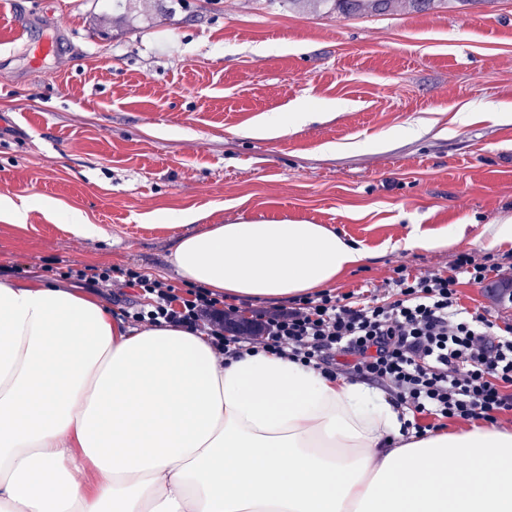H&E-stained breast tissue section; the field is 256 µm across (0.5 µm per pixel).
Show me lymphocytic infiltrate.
Here are the masks:
<instances>
[{
	"mask_svg": "<svg viewBox=\"0 0 512 512\" xmlns=\"http://www.w3.org/2000/svg\"><path fill=\"white\" fill-rule=\"evenodd\" d=\"M499 266L493 255L479 262L463 253L449 276L398 269L390 301L322 291L248 314L208 289L182 293L130 267H71L63 277L104 296L140 288L126 318L203 333L224 357L264 351L376 384L409 412L405 429L421 435L424 416L494 424L512 412V326L460 308L457 297L460 279L480 284Z\"/></svg>",
	"mask_w": 512,
	"mask_h": 512,
	"instance_id": "obj_1",
	"label": "lymphocytic infiltrate"
}]
</instances>
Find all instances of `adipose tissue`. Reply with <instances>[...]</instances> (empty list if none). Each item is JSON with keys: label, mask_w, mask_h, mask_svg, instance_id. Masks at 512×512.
I'll return each mask as SVG.
<instances>
[{"label": "adipose tissue", "mask_w": 512, "mask_h": 512, "mask_svg": "<svg viewBox=\"0 0 512 512\" xmlns=\"http://www.w3.org/2000/svg\"><path fill=\"white\" fill-rule=\"evenodd\" d=\"M369 257L321 224L179 237L189 285L296 299ZM0 512H512V429L419 436L364 383L0 281Z\"/></svg>", "instance_id": "obj_1"}]
</instances>
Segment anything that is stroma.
<instances>
[{"label":"stroma","mask_w":512,"mask_h":512,"mask_svg":"<svg viewBox=\"0 0 512 512\" xmlns=\"http://www.w3.org/2000/svg\"><path fill=\"white\" fill-rule=\"evenodd\" d=\"M0 0V267H132L176 287L179 236L241 220L325 225L370 253L331 292L383 297L398 267L450 275L512 217V0L346 18L284 0ZM54 52L34 60V45ZM503 112L487 119L489 108ZM292 121L288 135L250 129ZM97 225L75 238L68 213ZM23 228H16L15 220ZM462 244L403 250L414 228ZM458 286L512 324V299Z\"/></svg>","instance_id":"1"}]
</instances>
